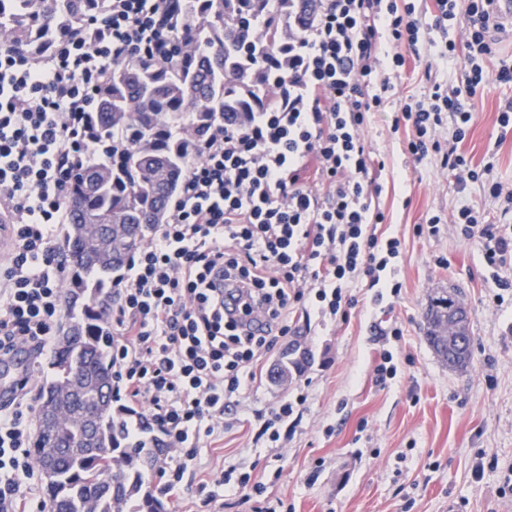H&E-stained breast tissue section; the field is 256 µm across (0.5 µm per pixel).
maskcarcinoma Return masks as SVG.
Segmentation results:
<instances>
[{"instance_id":"cac0c4a2","label":"carcinoma","mask_w":512,"mask_h":512,"mask_svg":"<svg viewBox=\"0 0 512 512\" xmlns=\"http://www.w3.org/2000/svg\"><path fill=\"white\" fill-rule=\"evenodd\" d=\"M102 0H9L0 8V46L48 57ZM312 0H171L179 63L131 57L112 65L97 89L89 137L95 150L71 173L63 229L69 332L59 335L41 391L33 447L51 512H161L147 492L163 449L126 436L128 415L112 401L113 274L163 224L189 161L215 123L244 118L268 70L288 62V38L302 34ZM461 304L433 296L427 342L452 369L471 359L435 327Z\"/></svg>"}]
</instances>
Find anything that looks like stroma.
<instances>
[{"label": "stroma", "mask_w": 512, "mask_h": 512, "mask_svg": "<svg viewBox=\"0 0 512 512\" xmlns=\"http://www.w3.org/2000/svg\"><path fill=\"white\" fill-rule=\"evenodd\" d=\"M421 91L420 74L406 70L367 129L386 162L379 202L388 222L380 230L402 242L400 292L377 304L362 281L351 288L357 304L348 320L293 317L282 349L225 409L223 439L200 448V475L186 477L179 500L163 499L165 512H195L200 476L232 466L263 482L267 500L286 512H512V491L504 487L512 467V295L493 303L497 288L478 243L445 229L414 232L464 204L483 209L492 224L512 225V216L480 184L459 189L436 159L417 165L405 154L392 117L401 98ZM510 101L512 85L491 80L478 88L469 101L478 118L464 142L474 165L493 162L508 188L512 131H502L496 115ZM442 289L456 292L469 311L472 361L464 370L449 369L424 338L428 297ZM392 325L401 328L400 340L382 343L380 330ZM293 344L310 349L313 360L274 384L270 372ZM385 348L397 374L382 386L373 368ZM299 387L308 398L282 425L279 442L261 437L262 416Z\"/></svg>", "instance_id": "1"}]
</instances>
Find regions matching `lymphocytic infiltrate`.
<instances>
[{
    "label": "lymphocytic infiltrate",
    "instance_id": "lymphocytic-infiltrate-1",
    "mask_svg": "<svg viewBox=\"0 0 512 512\" xmlns=\"http://www.w3.org/2000/svg\"><path fill=\"white\" fill-rule=\"evenodd\" d=\"M169 0H105L54 54L36 58L0 49V212L14 218L0 259V362L25 350L32 363L53 346L65 315L67 279L57 231L69 221L71 171L90 148L88 120L95 93L113 63L133 55L175 64ZM303 34L288 45L287 71L267 84L244 122L216 124L186 169L165 223L146 235L115 282L112 300V387L134 416L129 431L148 426L170 451L156 490L177 495L194 472L202 438L224 432V410L262 357L288 335L297 312L347 316L348 289L399 292L388 277L402 254L399 238L373 228L386 216L378 198L384 160L363 131L392 97L406 53L424 65L425 89L407 97L393 129L406 132L413 163L439 157L459 185L481 183L504 199L512 189L492 164L473 165L461 145L476 114L465 102L488 78L512 84V64L496 72L491 55L492 0H314ZM464 26L456 44L448 29ZM462 59L465 77L437 80L428 54ZM455 130L443 138L445 118ZM451 231L477 241L502 293L512 290V225L489 224L461 206ZM33 386L19 383L0 404V512H27L37 478L27 446ZM265 492L236 468L199 483L200 505L211 508L218 488Z\"/></svg>",
    "mask_w": 512,
    "mask_h": 512
}]
</instances>
